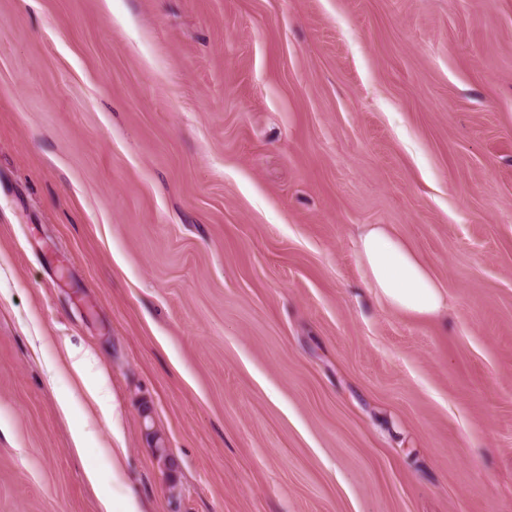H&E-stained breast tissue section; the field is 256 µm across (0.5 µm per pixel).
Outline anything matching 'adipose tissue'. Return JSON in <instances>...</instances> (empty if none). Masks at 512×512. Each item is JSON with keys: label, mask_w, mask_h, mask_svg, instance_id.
I'll use <instances>...</instances> for the list:
<instances>
[{"label": "adipose tissue", "mask_w": 512, "mask_h": 512, "mask_svg": "<svg viewBox=\"0 0 512 512\" xmlns=\"http://www.w3.org/2000/svg\"><path fill=\"white\" fill-rule=\"evenodd\" d=\"M358 255L372 288L395 311L428 318L447 310L438 280L392 228L380 224L361 234Z\"/></svg>", "instance_id": "ef3b65f1"}]
</instances>
